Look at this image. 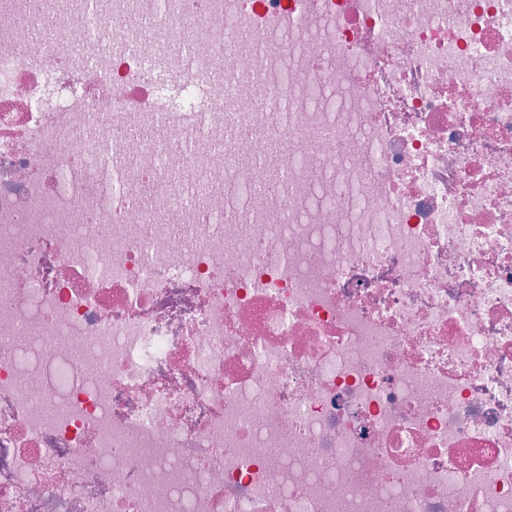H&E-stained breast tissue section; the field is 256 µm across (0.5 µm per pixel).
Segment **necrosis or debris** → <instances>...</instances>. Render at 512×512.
<instances>
[{"mask_svg": "<svg viewBox=\"0 0 512 512\" xmlns=\"http://www.w3.org/2000/svg\"><path fill=\"white\" fill-rule=\"evenodd\" d=\"M150 6L0 0V512H512V0Z\"/></svg>", "mask_w": 512, "mask_h": 512, "instance_id": "obj_1", "label": "necrosis or debris"}]
</instances>
